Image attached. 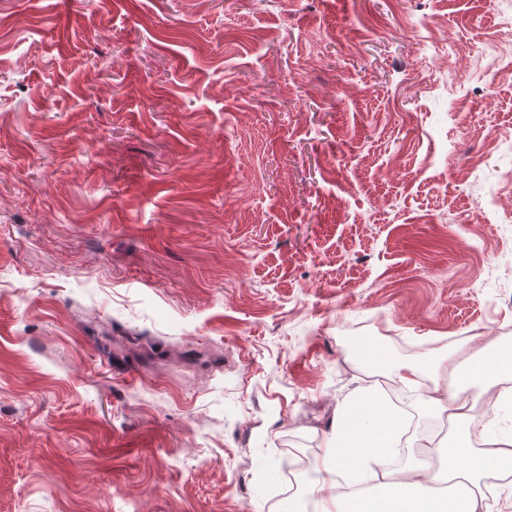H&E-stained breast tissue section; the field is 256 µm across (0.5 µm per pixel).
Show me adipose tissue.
<instances>
[{"label":"adipose tissue","mask_w":512,"mask_h":512,"mask_svg":"<svg viewBox=\"0 0 512 512\" xmlns=\"http://www.w3.org/2000/svg\"><path fill=\"white\" fill-rule=\"evenodd\" d=\"M456 350L428 361L393 360L373 350L366 362L389 368L399 384L422 392V413L448 419V445L416 455L405 472L383 481L374 496L364 485L379 478L395 450L400 422L371 389L340 405L336 439L326 447L314 471L308 497L314 512H482L481 481L512 468V448H477L473 421L461 390L493 392L496 402L512 401V357L485 346L458 366Z\"/></svg>","instance_id":"obj_1"}]
</instances>
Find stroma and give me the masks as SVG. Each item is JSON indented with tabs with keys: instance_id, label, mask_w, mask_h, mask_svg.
I'll return each instance as SVG.
<instances>
[{
	"instance_id": "35a3bbf8",
	"label": "stroma",
	"mask_w": 512,
	"mask_h": 512,
	"mask_svg": "<svg viewBox=\"0 0 512 512\" xmlns=\"http://www.w3.org/2000/svg\"><path fill=\"white\" fill-rule=\"evenodd\" d=\"M489 50L512 0H0V512H287L357 343L512 339Z\"/></svg>"
}]
</instances>
